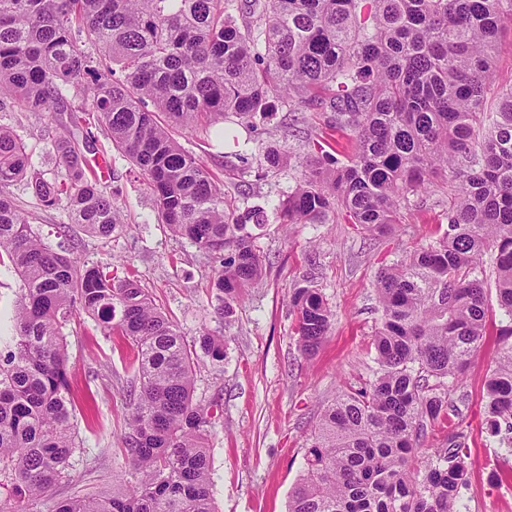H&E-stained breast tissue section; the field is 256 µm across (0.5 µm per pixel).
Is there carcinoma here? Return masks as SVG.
<instances>
[{
	"mask_svg": "<svg viewBox=\"0 0 512 512\" xmlns=\"http://www.w3.org/2000/svg\"><path fill=\"white\" fill-rule=\"evenodd\" d=\"M512 0H0V104L40 120L67 115L53 141L57 170L31 169L32 149L0 125V248L22 282L14 332L0 338V512H33L69 475L77 449L63 328L83 311L134 350L121 444L134 481L108 498L56 502L53 512H215L208 413L194 399L201 357L139 281L86 266L70 227L56 247L36 233L11 186L24 180L44 209L66 200L72 223L108 238L120 226L107 186L86 171L87 117L145 175L158 222L219 263L228 319L262 275L253 228L264 211L232 207L173 127L223 124L293 108L334 113L354 152L324 149L277 206L281 224L340 213L367 235L398 224L410 193L440 179L452 205L434 241L379 269L372 344L377 377L340 393L311 435L288 512H460L466 466L451 442L416 460L429 428L458 415L448 400L485 341L493 312L482 256L493 255L500 335L512 336V89L474 145L493 49ZM266 172L288 150L262 152ZM290 307L302 352H315L333 313L312 285ZM486 422L512 446V344L486 381Z\"/></svg>",
	"mask_w": 512,
	"mask_h": 512,
	"instance_id": "carcinoma-1",
	"label": "carcinoma"
}]
</instances>
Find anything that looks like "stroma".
<instances>
[{
	"label": "stroma",
	"instance_id": "obj_1",
	"mask_svg": "<svg viewBox=\"0 0 512 512\" xmlns=\"http://www.w3.org/2000/svg\"><path fill=\"white\" fill-rule=\"evenodd\" d=\"M0 125L11 128L33 149L35 169L57 168L43 124L23 113L0 111ZM227 139L199 127H178L174 135L224 184L226 199L239 209L262 207L267 222L256 230L255 248L263 276L243 293L230 320L217 312L213 262L190 241L159 224L151 190L138 168L96 132L95 154L107 158L106 185L120 206L123 226L109 239L80 234L79 255L89 265L113 264L147 288L156 304L186 341L201 330L223 337V362H201L195 374L196 401L214 414L208 437L213 495L217 512H288L289 497L305 466L311 433L336 396L376 368L372 335L380 322L374 288L378 269L398 256L438 238L448 224L449 199L442 186L409 196L392 234L370 237L355 225L278 224L275 209L302 173L308 139L323 138L349 148L345 132L331 129L327 115L307 109L274 112L232 124ZM286 147L290 165L263 174L261 149ZM20 208L34 213L33 228L56 245L58 225L69 223L64 206L42 209L24 183L12 188ZM313 277L334 314L333 325L312 355L297 344L289 294ZM77 397L91 396L92 413L75 416L78 449L68 480L54 486L36 512H51L54 500L74 495L108 496L127 464L120 436L128 414L127 387L134 375L129 347L103 333L80 313L64 329ZM503 339L490 333L462 380L450 387L449 401L459 407L457 423L429 429L426 452L446 447L460 436L468 465L459 488L462 512H512V451L490 435L484 414V386L499 357Z\"/></svg>",
	"mask_w": 512,
	"mask_h": 512
}]
</instances>
